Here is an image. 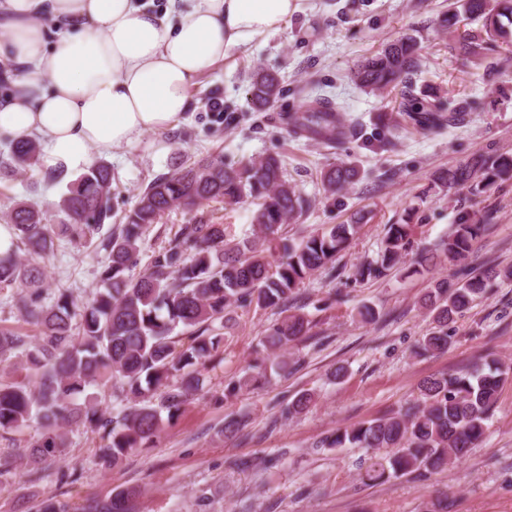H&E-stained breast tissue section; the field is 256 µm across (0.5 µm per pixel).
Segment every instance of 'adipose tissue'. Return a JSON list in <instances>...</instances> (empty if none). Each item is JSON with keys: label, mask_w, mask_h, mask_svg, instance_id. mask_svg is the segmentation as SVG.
I'll return each instance as SVG.
<instances>
[{"label": "adipose tissue", "mask_w": 512, "mask_h": 512, "mask_svg": "<svg viewBox=\"0 0 512 512\" xmlns=\"http://www.w3.org/2000/svg\"><path fill=\"white\" fill-rule=\"evenodd\" d=\"M296 9V0H168L161 9L150 0H0V66L15 74L0 91V142L39 140L44 172L83 169L93 153L172 126L205 69L279 31Z\"/></svg>", "instance_id": "adipose-tissue-1"}]
</instances>
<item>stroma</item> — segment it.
<instances>
[{
	"label": "stroma",
	"mask_w": 512,
	"mask_h": 512,
	"mask_svg": "<svg viewBox=\"0 0 512 512\" xmlns=\"http://www.w3.org/2000/svg\"><path fill=\"white\" fill-rule=\"evenodd\" d=\"M454 0H297L298 9L273 34L235 48L208 68L190 90V107L172 127L143 134L105 161L112 168V208L123 215L140 189L176 163L223 151L228 163L280 154L289 179L310 202L285 232L300 238L345 222L358 210L368 218L340 254L334 272H320L301 286L289 311L312 322L311 338L290 350L291 372L267 359V378L237 396L227 383L252 371L260 339L278 315L238 308L220 350L222 361L205 376L178 417L161 436L135 448L115 466L100 459V432L79 429L65 448L38 465H24L5 490L0 512H37L53 499L67 512H88L113 490L127 493L128 512H423L427 501L448 495V512H512V379L500 389L482 444L448 471L425 480L362 478L366 453L360 448H327L336 430L349 428L415 401L419 382L429 375L470 368L492 353L512 363V283L494 288L456 324L448 349L417 355L414 347L432 327L419 300L431 282L448 277L444 267L353 285L356 265L375 258L384 227L412 215L419 250L433 251L453 225L492 213L469 262L512 265V180L481 196L467 189L445 192L431 185L433 174L480 153L512 155V44L498 48L494 69L465 64L454 40L438 26ZM423 45L414 92L437 93L446 108L466 106L464 121L438 131L416 128L401 110L400 90L370 92L348 74L364 57L403 35ZM275 72L282 93L268 111H254L247 98L252 74ZM342 106L359 136L333 148L288 134L281 116L308 99ZM224 106L210 110L212 102ZM349 163L360 178L329 195L320 172ZM66 183L47 182L36 168L0 178V224L13 202L34 204L49 222L67 217L55 204ZM101 250L55 244L41 262L50 288L68 289L77 303L98 287ZM375 306L377 322L360 321L361 304ZM345 366L342 381L330 378ZM302 391L316 395L305 414L285 417L284 409ZM239 431L225 438L227 418Z\"/></svg>",
	"instance_id": "obj_1"
}]
</instances>
